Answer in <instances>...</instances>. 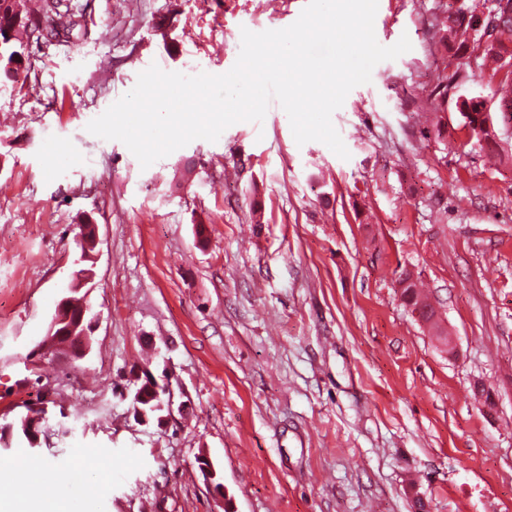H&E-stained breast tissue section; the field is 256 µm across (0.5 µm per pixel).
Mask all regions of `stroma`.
<instances>
[{
    "label": "stroma",
    "instance_id": "stroma-1",
    "mask_svg": "<svg viewBox=\"0 0 512 512\" xmlns=\"http://www.w3.org/2000/svg\"><path fill=\"white\" fill-rule=\"evenodd\" d=\"M73 2L79 37L30 43L23 87L0 86V466L31 454L29 485L67 512H222L202 449L236 512H512V157L489 162L454 108L441 142L417 117L448 0H378L377 41L412 48L334 112L349 159L297 145L273 101L263 123L146 169L87 124L150 65L228 72L242 29L288 27L306 0ZM85 218L98 328L86 358L41 379L21 358L70 285ZM406 270L454 353L401 303ZM139 367L172 372L188 415L139 423L123 395ZM39 394L52 436L33 452L11 424ZM88 448L105 468L78 470ZM200 465V471L204 477V483L216 499H218L224 506V485L220 482V477L214 467L211 458L204 453L197 457Z\"/></svg>",
    "mask_w": 512,
    "mask_h": 512
}]
</instances>
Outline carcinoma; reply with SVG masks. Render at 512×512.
Returning a JSON list of instances; mask_svg holds the SVG:
<instances>
[{"label": "carcinoma", "instance_id": "obj_1", "mask_svg": "<svg viewBox=\"0 0 512 512\" xmlns=\"http://www.w3.org/2000/svg\"><path fill=\"white\" fill-rule=\"evenodd\" d=\"M458 2L450 13L433 14V39L454 57L475 64L493 95H457L453 89L459 73L450 76L443 71L436 75L431 95L443 106L454 101L470 138L482 148L497 150L509 142L498 136L500 126L512 122V0H483L480 11L465 0ZM43 19L49 22L42 34L48 41L70 39L85 26L84 15L66 0H39L35 12L25 9L23 0H0V75L16 82L31 70L22 35L34 33Z\"/></svg>", "mask_w": 512, "mask_h": 512}]
</instances>
